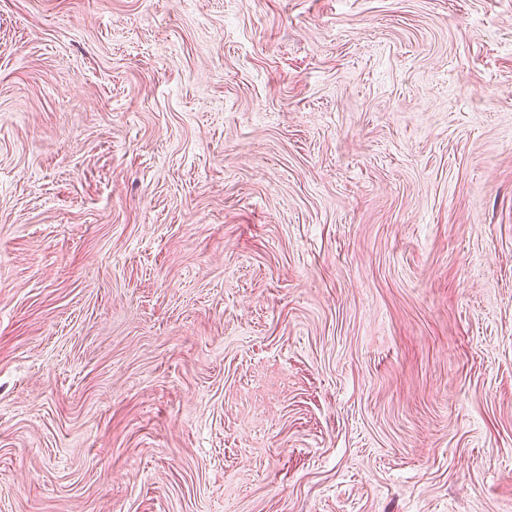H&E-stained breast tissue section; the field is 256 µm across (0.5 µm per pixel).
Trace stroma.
<instances>
[{
  "label": "stroma",
  "mask_w": 512,
  "mask_h": 512,
  "mask_svg": "<svg viewBox=\"0 0 512 512\" xmlns=\"http://www.w3.org/2000/svg\"><path fill=\"white\" fill-rule=\"evenodd\" d=\"M0 512H512V0H0Z\"/></svg>",
  "instance_id": "obj_1"
}]
</instances>
